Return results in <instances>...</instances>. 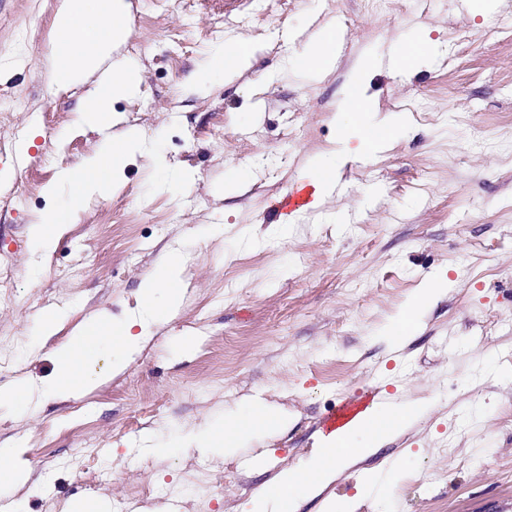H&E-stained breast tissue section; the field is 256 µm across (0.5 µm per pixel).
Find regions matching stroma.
Masks as SVG:
<instances>
[{"mask_svg":"<svg viewBox=\"0 0 512 512\" xmlns=\"http://www.w3.org/2000/svg\"><path fill=\"white\" fill-rule=\"evenodd\" d=\"M63 3L0 0V172L13 174L0 185V350L11 357L0 387L31 390L25 407L0 402V448L22 449L29 472L23 487L0 486L5 512L129 498L135 512H242L310 458L321 417L382 391L433 406L365 462L383 478L398 457L402 474L389 491L343 477L330 495L361 496L358 512H512V0L493 11L413 0L400 13L367 0H127L118 54L140 82L111 111L137 133L135 158L120 189L87 198L40 253L30 224L65 205L60 172L108 134L78 113L91 84L59 88L45 73ZM328 24L344 38L334 67H296ZM418 40L431 54L402 68ZM229 43L248 45V68L203 81ZM358 77L397 138L346 158L320 209L274 213L305 187L302 170L340 150L339 109ZM240 169L249 180L236 187ZM172 249L187 258L181 309L119 375L45 396L72 332L101 309L138 316L142 278ZM431 273L447 278L444 297L388 347L384 326ZM48 312L59 323L45 338ZM249 400L278 405L287 427L227 457L156 455ZM447 442L448 462L437 454Z\"/></svg>","mask_w":512,"mask_h":512,"instance_id":"35a3bbf8","label":"stroma"}]
</instances>
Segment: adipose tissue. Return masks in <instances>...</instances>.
<instances>
[{
  "mask_svg": "<svg viewBox=\"0 0 512 512\" xmlns=\"http://www.w3.org/2000/svg\"><path fill=\"white\" fill-rule=\"evenodd\" d=\"M126 31L122 0H67L57 18L52 60L55 81L71 83L86 78L102 62L112 64L111 77L99 81L93 101L82 111L84 118L98 126L111 123L112 99L131 93L135 87L121 64L111 60ZM368 109L362 83H352L340 114L341 126L351 129L352 134L343 138L341 154L367 156L396 138L394 126L366 118ZM136 149V137L120 133L76 169L63 172L60 179L70 187L68 203L45 212L31 224L29 231L36 246L50 250L64 229L69 211L79 208L86 197L112 189ZM341 154L318 159L311 176L317 199H325L335 191ZM184 272L183 258L177 252L166 254L158 262L154 272L140 284L145 316L139 322L117 320L106 312L93 316L59 353L52 393L75 396L106 376L120 373L128 355L148 335L150 326L166 322L181 307ZM444 282L440 275L423 281L401 315L386 327L389 344L397 345L406 339L417 321L443 295ZM424 411V406L415 402L377 404L366 409L344 426L321 435L317 454L304 465L279 472L252 496L247 512H297L302 501L341 477L356 460L376 453ZM278 421V413L271 406H247L221 423L197 428L189 440L194 447L230 455L243 447L253 433L276 426Z\"/></svg>",
  "mask_w": 512,
  "mask_h": 512,
  "instance_id": "ef3b65f1",
  "label": "adipose tissue"
}]
</instances>
